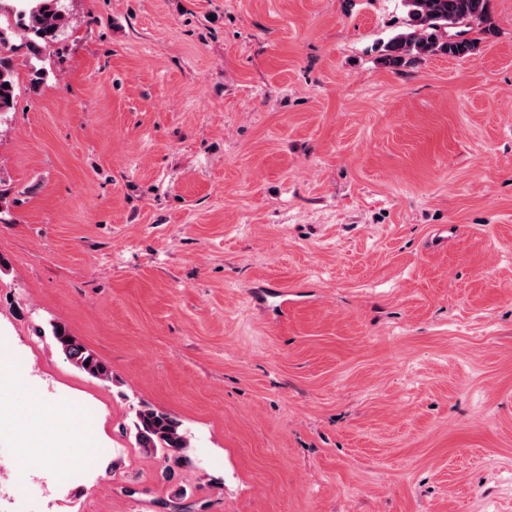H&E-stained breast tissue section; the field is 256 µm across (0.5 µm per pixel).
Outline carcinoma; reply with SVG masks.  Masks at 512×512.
Returning <instances> with one entry per match:
<instances>
[{"label": "carcinoma", "mask_w": 512, "mask_h": 512, "mask_svg": "<svg viewBox=\"0 0 512 512\" xmlns=\"http://www.w3.org/2000/svg\"><path fill=\"white\" fill-rule=\"evenodd\" d=\"M21 27L25 32L19 48L35 59L56 41L67 24L60 0H24ZM408 10L410 29L385 45L384 62L397 69L416 59L441 54L464 57L474 53L476 41L465 37L484 22L488 0H402ZM16 79L12 57L0 55V114L12 109ZM57 348L79 371L103 383L112 382L111 367L88 349L65 326L50 324ZM138 448L147 456L188 460L190 440L182 422L172 414L145 404L133 421Z\"/></svg>", "instance_id": "obj_1"}]
</instances>
